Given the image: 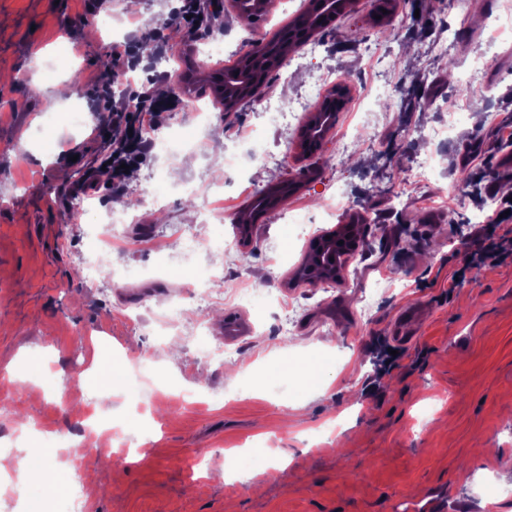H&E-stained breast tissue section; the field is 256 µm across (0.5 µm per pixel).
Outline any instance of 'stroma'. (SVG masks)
I'll use <instances>...</instances> for the list:
<instances>
[{
  "label": "stroma",
  "instance_id": "35a3bbf8",
  "mask_svg": "<svg viewBox=\"0 0 512 512\" xmlns=\"http://www.w3.org/2000/svg\"><path fill=\"white\" fill-rule=\"evenodd\" d=\"M141 2L135 15L105 0L92 16L83 0H0V369L17 375L12 418L37 424L16 448L41 449L61 483L55 493L30 485L18 500L1 487L0 512H69L72 468L90 477L86 512H486L485 486L512 489L499 475L512 460V258L468 264L492 212L485 199L512 185L499 163L512 126L504 0H392L382 18L376 0H353L235 112L216 102L201 116L182 98L145 136L192 145L169 165L152 153L127 178L160 204L132 206L114 279L94 284L79 259L96 243L69 223L63 191L98 152L87 93L108 46L143 39L177 4ZM306 7L270 0L249 27L228 2L219 52L204 56L182 35L133 77L160 74L169 87L189 63L232 65ZM40 47L65 54L53 79L32 66ZM55 80L72 84L74 103L56 101ZM337 86L347 141L331 132L302 155L305 124ZM426 154L439 161L430 183L415 168ZM228 157V214L262 188L297 185L244 244L233 225L198 224L173 189L217 179ZM292 214L318 236L362 220L330 292L295 277L308 243L293 241ZM217 268L224 278L201 309L190 281ZM373 290L366 320L361 299ZM401 332L408 341L395 344ZM387 344L400 354L389 369ZM77 364L82 379L64 385ZM92 409L111 416V437L101 450L70 449ZM135 418L145 440L118 453ZM231 448L245 463L229 478Z\"/></svg>",
  "mask_w": 512,
  "mask_h": 512
}]
</instances>
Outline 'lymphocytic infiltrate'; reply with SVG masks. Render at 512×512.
<instances>
[{"label":"lymphocytic infiltrate","instance_id":"obj_1","mask_svg":"<svg viewBox=\"0 0 512 512\" xmlns=\"http://www.w3.org/2000/svg\"><path fill=\"white\" fill-rule=\"evenodd\" d=\"M174 17L179 27L192 39L210 29L212 20L223 10L222 0H178ZM166 50L163 28L152 31L147 44L131 41L112 43L106 54L93 89V106L103 118L96 127L104 150L98 155L99 164L107 165L113 192H121L126 182L127 169L142 165L146 159L145 131L155 125L160 113L168 112L178 104L177 98H163L155 94L151 82H143L134 90L128 104L122 108L112 105L110 90L139 61L145 48Z\"/></svg>","mask_w":512,"mask_h":512}]
</instances>
